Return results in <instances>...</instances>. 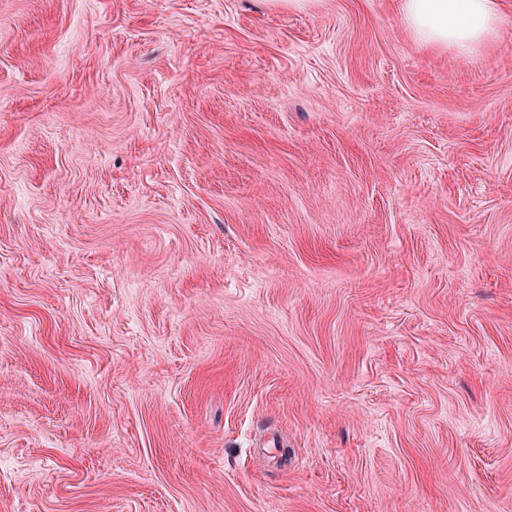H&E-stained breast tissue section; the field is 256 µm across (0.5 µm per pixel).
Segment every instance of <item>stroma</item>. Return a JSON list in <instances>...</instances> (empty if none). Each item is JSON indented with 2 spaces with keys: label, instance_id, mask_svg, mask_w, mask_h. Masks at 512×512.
Returning <instances> with one entry per match:
<instances>
[{
  "label": "stroma",
  "instance_id": "1",
  "mask_svg": "<svg viewBox=\"0 0 512 512\" xmlns=\"http://www.w3.org/2000/svg\"><path fill=\"white\" fill-rule=\"evenodd\" d=\"M0 0V512H512V0ZM401 18L421 44L471 53L501 23L499 0H399Z\"/></svg>",
  "mask_w": 512,
  "mask_h": 512
}]
</instances>
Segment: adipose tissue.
Here are the masks:
<instances>
[{"label":"adipose tissue","instance_id":"1","mask_svg":"<svg viewBox=\"0 0 512 512\" xmlns=\"http://www.w3.org/2000/svg\"><path fill=\"white\" fill-rule=\"evenodd\" d=\"M399 12L419 43L465 55L501 23L499 0H399Z\"/></svg>","mask_w":512,"mask_h":512}]
</instances>
